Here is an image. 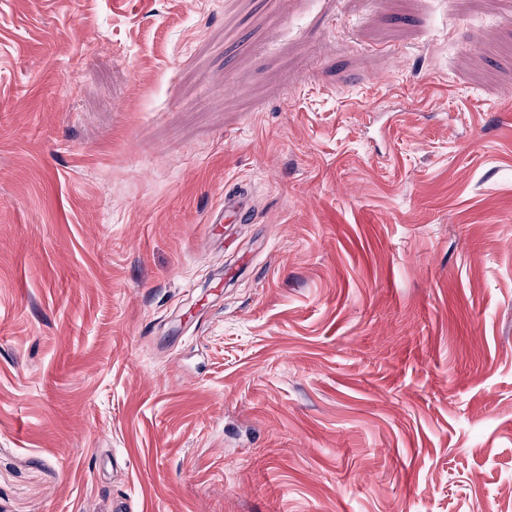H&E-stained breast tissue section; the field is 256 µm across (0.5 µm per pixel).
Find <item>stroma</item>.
Instances as JSON below:
<instances>
[{"instance_id": "stroma-1", "label": "stroma", "mask_w": 512, "mask_h": 512, "mask_svg": "<svg viewBox=\"0 0 512 512\" xmlns=\"http://www.w3.org/2000/svg\"><path fill=\"white\" fill-rule=\"evenodd\" d=\"M116 497L512 512V0H0V512Z\"/></svg>"}]
</instances>
